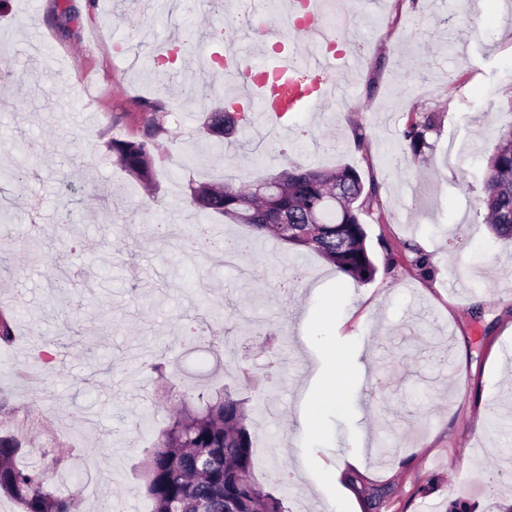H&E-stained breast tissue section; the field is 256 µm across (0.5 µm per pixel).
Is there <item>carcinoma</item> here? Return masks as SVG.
I'll return each mask as SVG.
<instances>
[{
    "label": "carcinoma",
    "instance_id": "cac0c4a2",
    "mask_svg": "<svg viewBox=\"0 0 512 512\" xmlns=\"http://www.w3.org/2000/svg\"><path fill=\"white\" fill-rule=\"evenodd\" d=\"M212 83L201 79L183 84L191 101L207 95ZM223 106L207 113L205 126L230 132L249 121L236 102L220 97ZM436 117L409 123L402 132L405 149L420 154ZM118 165L142 184L152 182L151 150L144 142L114 140ZM483 204L492 232L512 239V125L499 131L487 158ZM378 188L364 184L350 166L326 170L293 164L278 174L254 180L249 188L224 180L189 187V205L230 224L248 226L256 237H270L295 250L317 253L336 272L358 282L377 272L366 245L360 215L378 205ZM194 248L217 247L199 224L192 234ZM182 410L155 433L152 449L142 462L143 490L153 512H285L282 499L264 490L255 476L252 436L246 425L244 401L219 389L179 394ZM22 443L0 434V494L13 500L19 512H76L71 496L49 482L64 476L69 451L49 448L40 463L21 465Z\"/></svg>",
    "mask_w": 512,
    "mask_h": 512
}]
</instances>
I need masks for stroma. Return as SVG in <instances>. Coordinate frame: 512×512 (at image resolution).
<instances>
[{
  "label": "stroma",
  "instance_id": "1",
  "mask_svg": "<svg viewBox=\"0 0 512 512\" xmlns=\"http://www.w3.org/2000/svg\"><path fill=\"white\" fill-rule=\"evenodd\" d=\"M331 3L347 16L338 48L348 67L323 74L308 60L316 45L280 30L299 75L328 82L331 101L295 114L276 148L259 136L264 119L218 151L197 144L203 110L181 91L146 109L148 70L170 41L185 70L229 42L263 63L264 36L223 27L241 0L221 11L195 0L186 13L170 0H0V157L24 162L22 181L0 175L15 212L0 223V265L13 269L0 279V314L15 336L0 344V433L18 436L31 462L35 449L69 448L61 489L79 512H151L141 463L170 412L145 366L162 356L177 388L224 386L245 400L256 474L286 512H366L379 488L375 512L512 505V463L492 454H512V241L493 236L481 204L496 134L512 125V0ZM63 5L78 21L64 23ZM431 112L428 148L402 153L409 120ZM151 130L147 189L109 146ZM191 153L199 162L183 165ZM256 159L268 175L294 160L350 166L377 185L379 207L363 218L371 282L272 239L228 267L223 250L155 235L161 222L207 223L189 185L249 184ZM416 250L430 275L411 266ZM216 311L219 353L204 338L183 342L185 325L212 324ZM326 339L345 372L315 413L331 374Z\"/></svg>",
  "mask_w": 512,
  "mask_h": 512
}]
</instances>
